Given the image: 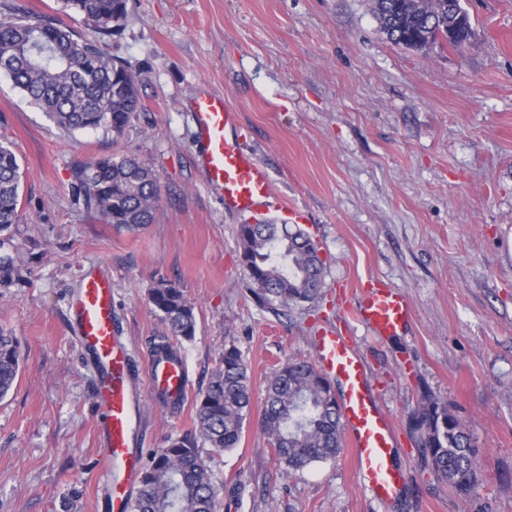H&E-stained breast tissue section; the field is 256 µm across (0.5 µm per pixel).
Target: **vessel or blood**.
<instances>
[{"label": "vessel or blood", "mask_w": 512, "mask_h": 512, "mask_svg": "<svg viewBox=\"0 0 512 512\" xmlns=\"http://www.w3.org/2000/svg\"><path fill=\"white\" fill-rule=\"evenodd\" d=\"M190 110L207 182L225 210L253 215L266 208L273 194L270 176L256 155L244 149L236 108L224 96L208 93L194 99ZM69 311L76 341L96 376L97 426L103 445L97 456L98 489L110 512H128L146 464L141 394L164 392L185 399L186 362L155 356L144 370H136L131 345L115 324L112 282L103 274L83 278L70 298ZM354 313L364 328L379 336L396 334L411 318L407 297L378 280L357 290ZM313 342L319 369L340 384L345 439L366 492L377 501L395 498L406 483V473L394 464L395 427L371 393L365 364L348 337L334 329L318 330Z\"/></svg>", "instance_id": "obj_1"}]
</instances>
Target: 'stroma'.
Segmentation results:
<instances>
[{"instance_id": "stroma-1", "label": "stroma", "mask_w": 512, "mask_h": 512, "mask_svg": "<svg viewBox=\"0 0 512 512\" xmlns=\"http://www.w3.org/2000/svg\"><path fill=\"white\" fill-rule=\"evenodd\" d=\"M474 36L421 53L390 42L371 0H130L104 48L132 71L142 110L124 136L64 137L0 74V137L24 178L6 251L19 282L0 288V328L19 342L18 380L0 400V512H103L97 495L94 370L66 319L82 274L112 276L119 324L138 364L165 328L147 299L158 279L195 305L180 353L191 390L225 346L248 365L251 414L237 448L198 451L222 488L218 512H512V0H463ZM226 96L244 144L274 189L309 218L326 264L320 298L260 306L239 260L238 227L205 181L187 105ZM114 153L150 161L154 223L129 231L87 212L77 165ZM381 279L411 320L377 336L351 316L352 293ZM331 327L364 360L391 416L407 480L392 502L362 489L348 453L285 474L259 419L268 379L315 360ZM447 402L481 448L479 495L453 494L424 467L409 426L422 391ZM142 444L194 432V405L143 395Z\"/></svg>"}]
</instances>
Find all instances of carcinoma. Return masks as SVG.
Returning <instances> with one entry per match:
<instances>
[{
  "label": "carcinoma",
  "instance_id": "1",
  "mask_svg": "<svg viewBox=\"0 0 512 512\" xmlns=\"http://www.w3.org/2000/svg\"><path fill=\"white\" fill-rule=\"evenodd\" d=\"M62 9L82 15L96 33L83 37L56 16L33 12L24 0L0 7V74L66 134L96 131L118 141L141 111L138 80L109 55L100 40L117 31L129 0H60ZM380 29L394 44L415 51L446 45L458 49L474 34L469 12L448 9V0H372ZM23 171L13 142L0 139V234L19 220ZM74 187L84 208L106 224L127 229L155 222L161 189L147 160L115 153L74 171ZM241 263L255 299L271 309L302 306L321 295L325 263L307 234L286 224H241ZM21 259L0 251V288L19 278ZM148 301L179 341L196 335L194 305L161 279ZM16 337L0 329V399L19 376ZM251 377L240 351L224 347L219 367L195 397L198 436L217 450L237 447L250 414ZM415 444L437 479L457 495L482 487L480 450L447 403L425 393L412 414ZM260 427L285 473L336 459L344 427L331 384L308 361L281 366L266 387ZM221 487L195 443L176 437L146 466L131 512H216Z\"/></svg>",
  "mask_w": 512,
  "mask_h": 512
}]
</instances>
